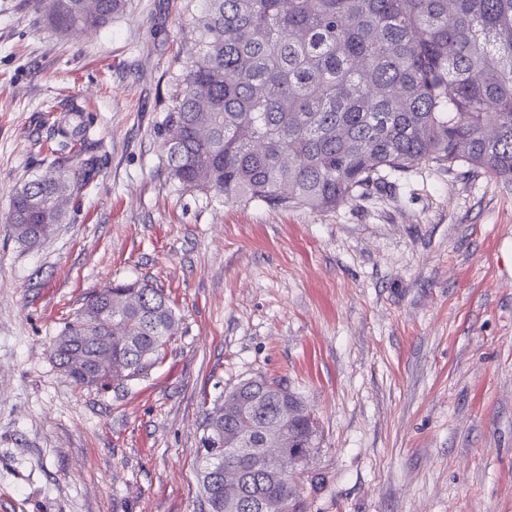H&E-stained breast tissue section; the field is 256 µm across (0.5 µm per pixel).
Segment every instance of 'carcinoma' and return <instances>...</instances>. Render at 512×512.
<instances>
[{"label":"carcinoma","instance_id":"1","mask_svg":"<svg viewBox=\"0 0 512 512\" xmlns=\"http://www.w3.org/2000/svg\"><path fill=\"white\" fill-rule=\"evenodd\" d=\"M196 57L165 126L170 177L227 202L330 210L421 163L466 165L512 184V0H199ZM126 0H48L58 29L96 30ZM51 170L13 196L15 239L34 247L65 223L97 171L86 127L60 129ZM76 150L80 168L65 164ZM117 317L134 343L111 340ZM163 290L147 282L94 290L52 346L76 384L106 390L147 372L177 334ZM81 351L85 367L68 366ZM242 395L247 406L226 405ZM201 512H265L295 486L265 468V434L306 457L318 427L281 377L238 384L204 413ZM250 436L251 448L236 442ZM241 477L224 494V468Z\"/></svg>","mask_w":512,"mask_h":512}]
</instances>
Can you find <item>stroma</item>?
Wrapping results in <instances>:
<instances>
[{
  "label": "stroma",
  "mask_w": 512,
  "mask_h": 512,
  "mask_svg": "<svg viewBox=\"0 0 512 512\" xmlns=\"http://www.w3.org/2000/svg\"><path fill=\"white\" fill-rule=\"evenodd\" d=\"M197 5L64 35L0 0V512H200L203 411L260 374L319 425L289 512H512V184L423 163L330 211L182 187L162 131ZM77 122L99 172L24 247L10 201ZM135 279L176 336L146 374L75 385L54 337Z\"/></svg>",
  "instance_id": "35a3bbf8"
}]
</instances>
